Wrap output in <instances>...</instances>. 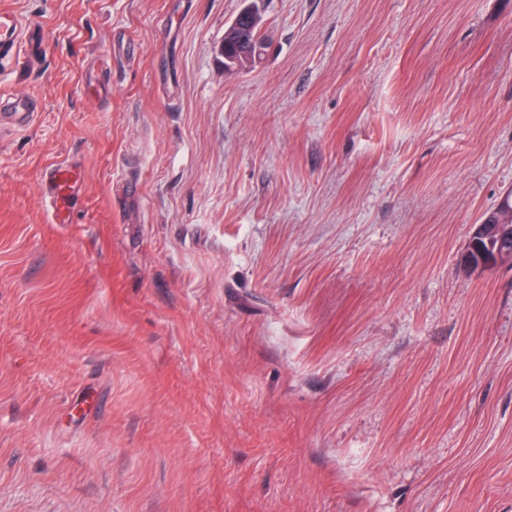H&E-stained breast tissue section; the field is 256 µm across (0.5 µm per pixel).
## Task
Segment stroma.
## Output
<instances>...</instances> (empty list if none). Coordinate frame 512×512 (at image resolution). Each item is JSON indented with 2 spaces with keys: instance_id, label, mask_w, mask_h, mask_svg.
Returning a JSON list of instances; mask_svg holds the SVG:
<instances>
[{
  "instance_id": "stroma-1",
  "label": "stroma",
  "mask_w": 512,
  "mask_h": 512,
  "mask_svg": "<svg viewBox=\"0 0 512 512\" xmlns=\"http://www.w3.org/2000/svg\"><path fill=\"white\" fill-rule=\"evenodd\" d=\"M9 4L0 512H512V0ZM28 33L24 32L21 16L15 10L0 6V69L5 61L29 53ZM254 12L253 6L250 4L245 7L238 17L233 22V29L238 35V52L233 58H225L224 47L221 49L222 55H224L225 61H235V64H239L241 60L259 59L264 49L263 42H254L249 38V31L251 27V18ZM258 57V58H257ZM1 108L7 109L15 118L18 119V124L23 125L27 123L33 116L34 112L31 111V102L28 98L23 96L14 95L8 99L0 98ZM81 175L66 162L46 165L40 174V185L49 203L51 214L57 219L69 212L72 195ZM505 214H507V213H505ZM505 214H501L498 217V220H499L498 223H500V224H497L498 225V227H497L498 234L497 235H495L496 228H491L492 224L490 222H492V220H489L490 216H487L481 222V224H478L474 231V235H480V237L482 239L486 240L489 250H491L493 253L492 256H490L487 260L479 259L478 264H479L480 268L493 265L494 258L498 259L499 261L500 260L509 261L512 259V242L510 240V237L505 235L503 233V231L501 230V227L503 225L501 223H509L510 222V213L508 216V220L502 221L503 216ZM485 240H478L474 246L471 245V243H469L468 248L470 246H472L478 253L484 252V253L491 254V252H489L487 249Z\"/></svg>"
}]
</instances>
